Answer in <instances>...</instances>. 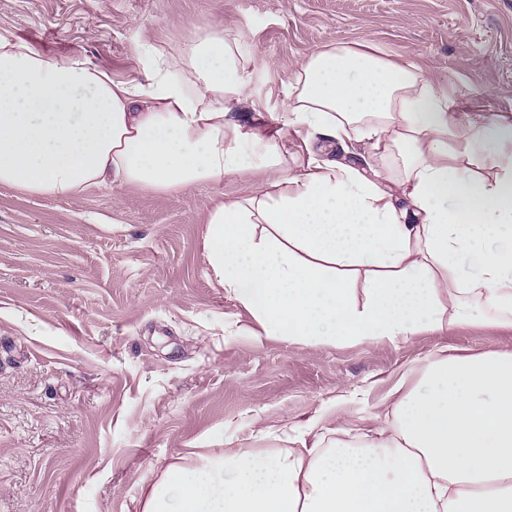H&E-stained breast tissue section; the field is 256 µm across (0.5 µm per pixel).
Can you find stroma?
<instances>
[{"label":"stroma","mask_w":512,"mask_h":512,"mask_svg":"<svg viewBox=\"0 0 512 512\" xmlns=\"http://www.w3.org/2000/svg\"><path fill=\"white\" fill-rule=\"evenodd\" d=\"M224 31L277 128L293 72L333 45L420 65L472 117L512 119V0H0V28L45 56L145 78L197 27ZM248 171L178 194L52 198L0 186V512H140L193 450L275 448L365 427L416 361L512 348V329L308 349L255 339L214 276L204 219L263 188Z\"/></svg>","instance_id":"35a3bbf8"}]
</instances>
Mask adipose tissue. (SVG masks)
<instances>
[{"label":"adipose tissue","mask_w":512,"mask_h":512,"mask_svg":"<svg viewBox=\"0 0 512 512\" xmlns=\"http://www.w3.org/2000/svg\"><path fill=\"white\" fill-rule=\"evenodd\" d=\"M249 74L223 32L149 82L56 61L0 31V185L65 198L134 186L176 193L249 169L271 191L207 222L219 283L255 338L305 347L512 328V123L473 120L412 62L333 46L297 69L281 128L289 169L235 118ZM367 427L285 448L190 453L142 512H512V348L438 355Z\"/></svg>","instance_id":"obj_1"}]
</instances>
